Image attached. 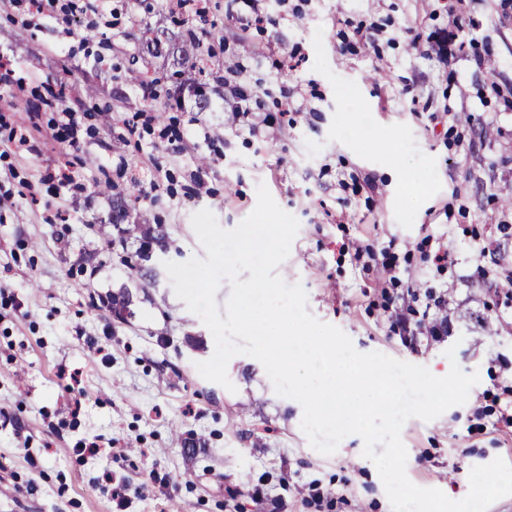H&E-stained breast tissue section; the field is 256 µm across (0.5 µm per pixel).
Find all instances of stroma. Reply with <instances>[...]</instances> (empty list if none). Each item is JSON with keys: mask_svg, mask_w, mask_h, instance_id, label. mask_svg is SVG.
<instances>
[{"mask_svg": "<svg viewBox=\"0 0 512 512\" xmlns=\"http://www.w3.org/2000/svg\"><path fill=\"white\" fill-rule=\"evenodd\" d=\"M92 2L65 23L0 0V512H112L117 483L131 512H393L362 439L317 452L257 359L233 356L227 388L196 368L214 338L164 264L205 257L192 215L234 229L261 184L299 222L276 273L308 312L359 352L479 374L465 404L406 421L409 479L459 500L472 467L512 463V5L266 0L256 25L210 0L203 68L132 61L190 27L169 0ZM375 27L373 48L359 34ZM218 80L247 90L248 117L220 93L197 108L192 86ZM443 232L451 275L428 259ZM388 245L393 283L353 256ZM410 287L447 290L448 337L390 331L389 301ZM85 443L99 454H76Z\"/></svg>", "mask_w": 512, "mask_h": 512, "instance_id": "1", "label": "stroma"}]
</instances>
